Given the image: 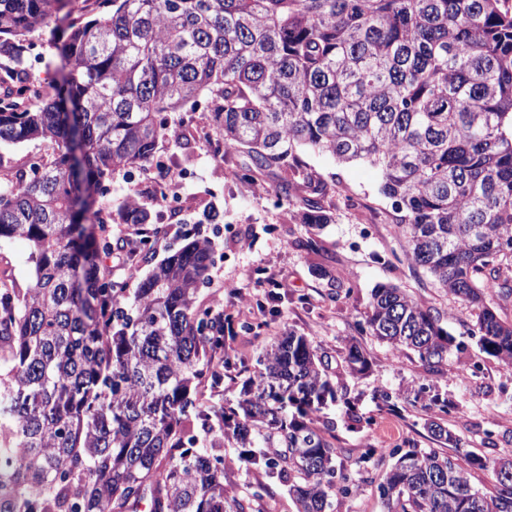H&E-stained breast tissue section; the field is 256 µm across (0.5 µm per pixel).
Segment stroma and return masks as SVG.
<instances>
[{"instance_id": "obj_1", "label": "stroma", "mask_w": 512, "mask_h": 512, "mask_svg": "<svg viewBox=\"0 0 512 512\" xmlns=\"http://www.w3.org/2000/svg\"><path fill=\"white\" fill-rule=\"evenodd\" d=\"M212 135L205 113L198 112L186 126L171 123L160 139L155 164L187 175L168 206H157L149 179L136 170L115 174L101 200L108 207L132 196L163 214L165 233L151 262L131 267L122 256L111 260L113 277L131 287L183 245L186 219L211 206L220 213L219 224L200 227L213 238L215 263L199 298L224 307V349L215 358H230L231 366L218 388H199L200 401L218 409L235 401L265 347L291 330L312 337L327 376L346 394L321 413L337 467L357 485L355 494L334 497L332 512H384L378 485L392 463L386 449L434 447L431 420L460 438L457 456L512 458V368L483 353L470 335L477 307L455 299L407 260L377 169L302 151L304 165L329 187L321 204L331 220L311 226L302 223L296 198L276 193L278 175L258 176V191H246V156L232 150L216 155ZM29 255L25 240L0 241V272L27 286ZM380 284L397 286L440 312L442 327L454 338L442 369L430 371L411 352L393 354L366 330L371 294ZM351 344L367 355L366 373L347 371L344 355ZM352 412L362 416V424H350ZM370 447L375 454L368 459ZM237 455L234 443H225L228 495L259 490L260 512H297L287 481L245 469Z\"/></svg>"}]
</instances>
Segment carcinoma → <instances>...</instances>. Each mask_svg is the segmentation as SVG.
Returning <instances> with one entry per match:
<instances>
[{"label": "carcinoma", "mask_w": 512, "mask_h": 512, "mask_svg": "<svg viewBox=\"0 0 512 512\" xmlns=\"http://www.w3.org/2000/svg\"><path fill=\"white\" fill-rule=\"evenodd\" d=\"M69 0H0V144L53 153L0 180V239L32 245L27 288L0 280V512H253L224 488L238 462L288 480L297 512H330L355 487L316 425L338 388L313 341L293 332L259 360L233 406L191 392L221 373L224 319L199 299L213 243L187 237L137 287L112 280V225L145 261L163 227L134 199L96 205L123 170L149 172L165 113L209 106L215 141L252 173L305 193V224L328 193L298 152L368 161L401 213L405 256L482 307L469 335L512 366V323L486 296H512V5L509 0H95L101 19L68 21L50 80L28 72L30 37ZM366 326L430 370L454 339L438 312L379 285ZM368 370L362 350L345 356ZM432 438L457 436L432 420ZM215 438H210V435ZM379 485L386 512H512V459L402 450ZM490 469L480 491L471 469Z\"/></svg>", "instance_id": "obj_1"}]
</instances>
